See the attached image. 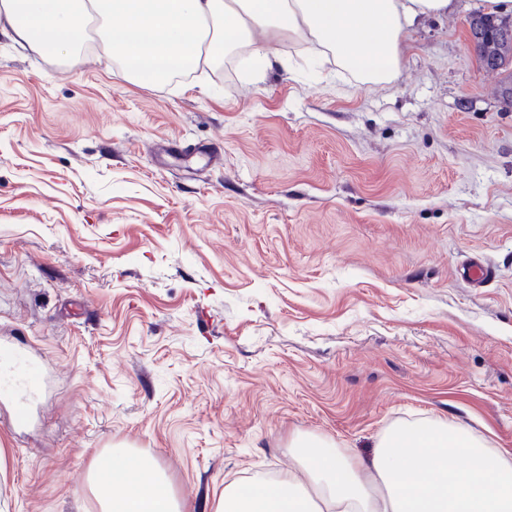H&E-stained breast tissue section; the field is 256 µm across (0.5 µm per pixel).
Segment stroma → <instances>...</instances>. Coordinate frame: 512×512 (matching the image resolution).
<instances>
[{"mask_svg": "<svg viewBox=\"0 0 512 512\" xmlns=\"http://www.w3.org/2000/svg\"><path fill=\"white\" fill-rule=\"evenodd\" d=\"M452 0L388 83L302 43L124 81L102 49L0 33V343L43 361L27 425L0 401V512H100L93 461L152 458L182 512L361 459L394 423L512 455V109ZM492 271L474 284L472 260Z\"/></svg>", "mask_w": 512, "mask_h": 512, "instance_id": "1", "label": "stroma"}]
</instances>
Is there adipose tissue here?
Here are the masks:
<instances>
[{
    "label": "adipose tissue",
    "instance_id": "ef3b65f1",
    "mask_svg": "<svg viewBox=\"0 0 512 512\" xmlns=\"http://www.w3.org/2000/svg\"><path fill=\"white\" fill-rule=\"evenodd\" d=\"M451 0H0V32L30 51L81 45L90 14L106 22V49L125 80L153 85L247 49L250 76L279 62L295 38L337 71L369 84L399 71L407 29ZM301 475L225 487L212 512H512V456L442 421L389 428L370 462L326 440L299 438ZM100 512H181L156 463L120 449L89 477Z\"/></svg>",
    "mask_w": 512,
    "mask_h": 512
}]
</instances>
